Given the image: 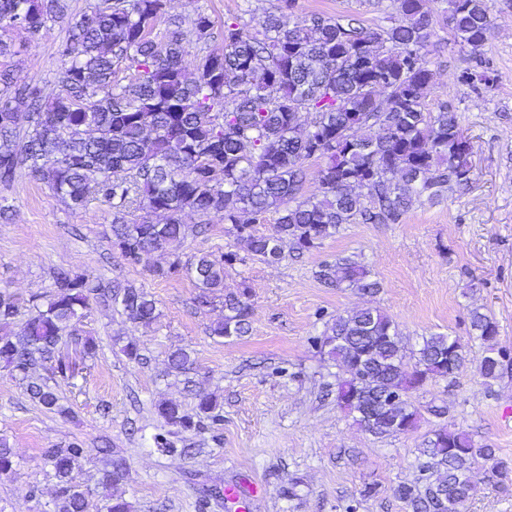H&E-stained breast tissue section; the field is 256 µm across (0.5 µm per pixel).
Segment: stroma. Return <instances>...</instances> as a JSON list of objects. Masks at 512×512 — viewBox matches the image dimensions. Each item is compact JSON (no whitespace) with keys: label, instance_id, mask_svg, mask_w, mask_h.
Instances as JSON below:
<instances>
[{"label":"stroma","instance_id":"35a3bbf8","mask_svg":"<svg viewBox=\"0 0 512 512\" xmlns=\"http://www.w3.org/2000/svg\"><path fill=\"white\" fill-rule=\"evenodd\" d=\"M64 18L48 22L36 36L7 30L14 55L0 56V70L52 90L58 86V50L68 36V18L86 11L90 0H64ZM279 0H168V14L191 19L211 16L210 43L187 36L185 64L207 45H219L228 18L252 11L262 17ZM389 0H295L293 18L311 13H352L366 24L383 23ZM434 91L430 109L445 104L457 113L473 147L469 185L445 193L435 204L422 202L396 224H345L331 238L304 253L285 247L273 266L249 257L243 242L226 235L216 217L195 212L183 217L189 231L175 254L152 253L129 263L112 244V203L104 197L86 209L71 210L44 184L20 176L0 187V292L27 305L53 292V273L63 268L103 282L144 289L156 301L149 326L130 323L121 306L91 303L79 323L94 337L98 353L72 377H55L56 391L70 415L45 409L24 385L0 369V436L15 454V468L0 475V512H50L57 481L45 451L79 441L86 450L78 479L94 487L102 464L98 448L123 454L130 472L116 491L133 512H236L227 499L205 495L211 486L258 483L249 512H407L394 488L417 472L415 450L432 430L448 425L476 444L496 448L512 463V375L485 383L479 374L483 347L470 332L468 313L478 307L498 324L497 343L512 351V0H497L495 28L480 56L454 43L439 24L431 38ZM484 59L490 90L477 93L458 80L460 72ZM227 251L246 261L226 268L225 290L250 288L253 305L247 336L229 341L211 336L224 306L198 305V288L185 273L160 278L153 270L173 257ZM349 257L366 266L380 283L365 295L330 288L319 278L323 265ZM371 306L387 313L410 344L445 333L468 354L456 378L431 382L412 395L420 408L418 428L409 434L375 437L340 409L330 387L336 366L314 344L326 322ZM136 341L142 362L121 351ZM192 350L190 375L166 371L169 352ZM218 400L219 422L202 420L183 431L167 425L156 407L180 403L194 413L184 388ZM444 407L443 416L431 409ZM164 436L185 455L158 451ZM374 487L364 496L366 487Z\"/></svg>","mask_w":512,"mask_h":512}]
</instances>
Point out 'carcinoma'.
Segmentation results:
<instances>
[{"mask_svg":"<svg viewBox=\"0 0 512 512\" xmlns=\"http://www.w3.org/2000/svg\"><path fill=\"white\" fill-rule=\"evenodd\" d=\"M294 0H281L250 25L239 17L224 22V46L210 49L193 71L183 65L182 21L165 40L151 37L165 17L167 0H95L68 21L59 49V89L46 91L11 70L0 71V184L28 175L80 209L97 194L112 201V243L137 263L186 237L185 211L213 214L225 232L243 240L250 255L268 264L290 241L307 251L357 220L396 224L424 197L439 200L451 186L470 181L472 146L457 112L432 111L433 72L426 59L434 20L425 0H391L387 23L367 26L356 14L315 12L292 19ZM446 26L454 41L470 49L476 63L494 29V0H447ZM60 0H0V23L38 34L61 17ZM191 33L211 38L213 21L198 13ZM135 74L117 79L120 65ZM377 128L367 137L366 128ZM323 161L317 193L298 199L304 164ZM224 181H215L216 174ZM368 189V195L358 188ZM141 215L130 221L126 213ZM277 214L274 230L258 234L241 215L257 220ZM161 214L164 223L152 216ZM245 262L238 253L176 258L154 274L180 270L200 289L197 302L211 303L224 288V269ZM335 288L374 294L379 283L348 257L320 273ZM250 292L241 285L224 294V320L211 334L225 339L251 329ZM122 306L127 319L147 326L156 302L142 289L104 284L67 270L54 272V292L36 296L20 334L11 326L20 313L12 296L0 293V366L19 378L32 399L67 416L46 372L66 375L63 351L95 356L97 343L76 323L89 299ZM472 336L484 344L479 373L485 381L512 371V353L497 346L498 326L478 308L469 310ZM320 350L335 362L336 405L375 436L414 431L420 420L411 394L427 382L448 380L467 361L459 340L443 333L422 337L418 348L401 336L394 321L366 307L327 323ZM412 358L409 364L406 358ZM194 360L186 348L168 355V372L185 374ZM195 415L176 403H162L158 415L184 431L199 420L219 421L210 395L194 394ZM107 455L100 484L114 487L129 471L118 452ZM46 457L58 483L54 512H87L93 490L73 472L84 448L71 442L49 448ZM418 475L397 485L394 496L409 512H460L474 494V468L507 488L509 466L495 449L476 445L464 431L446 425L417 449ZM14 469V453L0 440V475ZM101 512H131L120 496H103Z\"/></svg>","mask_w":512,"mask_h":512,"instance_id":"obj_1","label":"carcinoma"}]
</instances>
